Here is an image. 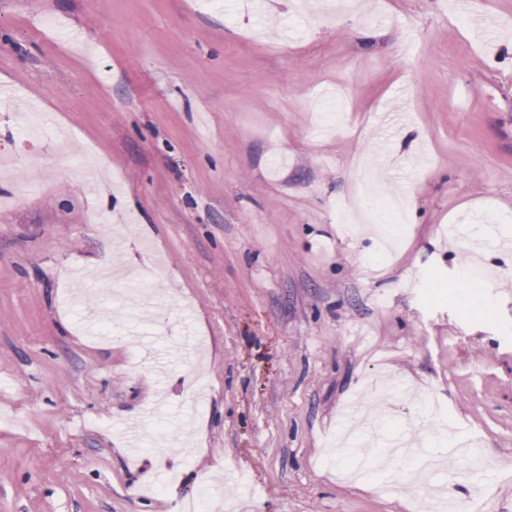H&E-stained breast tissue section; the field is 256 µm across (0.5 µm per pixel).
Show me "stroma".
<instances>
[{
  "label": "stroma",
  "instance_id": "stroma-1",
  "mask_svg": "<svg viewBox=\"0 0 512 512\" xmlns=\"http://www.w3.org/2000/svg\"><path fill=\"white\" fill-rule=\"evenodd\" d=\"M375 10L386 24L329 0L233 17L0 0V512H181L228 475L232 512H414L409 477L378 495L329 446L357 396L421 438L422 400L439 403L483 453L454 478L468 512H512V251L494 245L512 217V0ZM366 195L407 207L383 262L371 228L336 219ZM471 224L495 280L461 260ZM108 263L157 293L140 371Z\"/></svg>",
  "mask_w": 512,
  "mask_h": 512
}]
</instances>
